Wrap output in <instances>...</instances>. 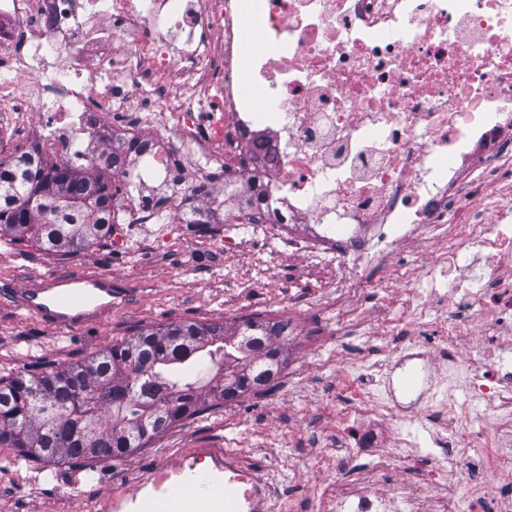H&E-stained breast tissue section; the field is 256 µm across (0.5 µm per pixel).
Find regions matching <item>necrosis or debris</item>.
Wrapping results in <instances>:
<instances>
[{"label": "necrosis or debris", "instance_id": "necrosis-or-debris-1", "mask_svg": "<svg viewBox=\"0 0 512 512\" xmlns=\"http://www.w3.org/2000/svg\"><path fill=\"white\" fill-rule=\"evenodd\" d=\"M19 126L29 155L111 172L113 224L222 208L336 256L353 307L382 290L367 267L395 264L401 320L367 317L417 342L376 366L381 389L351 380L354 414L322 437L334 467L296 487L310 512H397L365 482L399 473L425 512H512V0H0V131ZM413 418L430 451L398 431ZM280 467L195 448L137 472L112 512L192 476L223 512H287Z\"/></svg>", "mask_w": 512, "mask_h": 512}]
</instances>
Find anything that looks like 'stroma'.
I'll use <instances>...</instances> for the list:
<instances>
[{
  "mask_svg": "<svg viewBox=\"0 0 512 512\" xmlns=\"http://www.w3.org/2000/svg\"><path fill=\"white\" fill-rule=\"evenodd\" d=\"M223 235L218 224L189 246L181 225H163L155 235L139 227L126 252L117 251L108 239L74 255L0 244V376L82 361L147 326L180 320L231 322L288 308L302 314L329 292L336 273L331 257H308L266 240L219 254L210 251V242ZM75 271L112 277L118 296L111 314L100 322L67 333L10 305L8 290L41 274ZM298 342L295 357L309 366L305 388L251 392L234 415H225L218 405L183 420L148 447L122 457L121 474L132 473L167 448H234L252 456L260 469L272 456L305 458L321 430L335 428L351 407L343 364L359 356L395 360L413 339L379 336L368 326L336 348L314 336L299 337ZM94 467L91 461L80 468L28 462L15 449L0 448V512H100L99 504L111 496L112 487L94 483Z\"/></svg>",
  "mask_w": 512,
  "mask_h": 512,
  "instance_id": "obj_1",
  "label": "stroma"
}]
</instances>
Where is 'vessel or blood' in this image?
I'll list each match as a JSON object with an SVG mask.
<instances>
[{
    "label": "vessel or blood",
    "instance_id": "obj_1",
    "mask_svg": "<svg viewBox=\"0 0 512 512\" xmlns=\"http://www.w3.org/2000/svg\"><path fill=\"white\" fill-rule=\"evenodd\" d=\"M112 278L82 272L44 274L9 300L18 310L71 332L99 322L112 309Z\"/></svg>",
    "mask_w": 512,
    "mask_h": 512
}]
</instances>
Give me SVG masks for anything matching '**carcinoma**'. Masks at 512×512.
I'll return each instance as SVG.
<instances>
[{
    "instance_id": "cac0c4a2",
    "label": "carcinoma",
    "mask_w": 512,
    "mask_h": 512,
    "mask_svg": "<svg viewBox=\"0 0 512 512\" xmlns=\"http://www.w3.org/2000/svg\"><path fill=\"white\" fill-rule=\"evenodd\" d=\"M112 177L65 163L0 158V241L77 253L109 236ZM251 319L145 328L89 359L0 376V448L46 463L130 455L174 424L274 381L286 338L262 343Z\"/></svg>"
}]
</instances>
